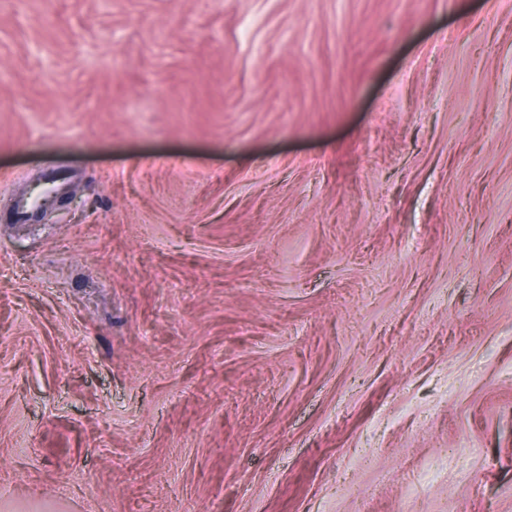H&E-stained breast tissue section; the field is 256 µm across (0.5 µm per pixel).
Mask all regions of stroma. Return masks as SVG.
<instances>
[{
	"label": "stroma",
	"mask_w": 512,
	"mask_h": 512,
	"mask_svg": "<svg viewBox=\"0 0 512 512\" xmlns=\"http://www.w3.org/2000/svg\"><path fill=\"white\" fill-rule=\"evenodd\" d=\"M0 512H512V0H0Z\"/></svg>",
	"instance_id": "obj_1"
}]
</instances>
